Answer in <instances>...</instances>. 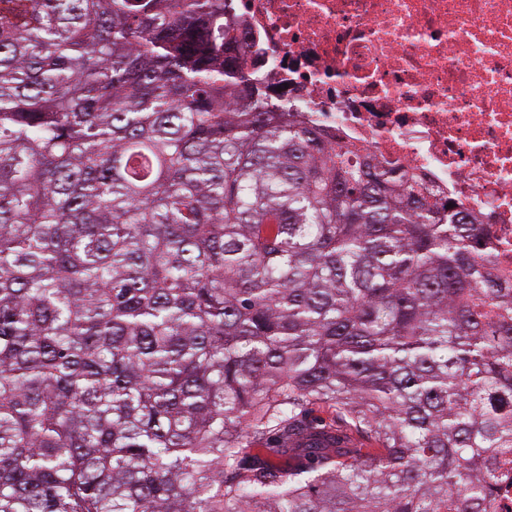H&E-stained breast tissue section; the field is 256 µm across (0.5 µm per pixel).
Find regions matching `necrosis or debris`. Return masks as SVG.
<instances>
[{"instance_id": "obj_1", "label": "necrosis or debris", "mask_w": 512, "mask_h": 512, "mask_svg": "<svg viewBox=\"0 0 512 512\" xmlns=\"http://www.w3.org/2000/svg\"><path fill=\"white\" fill-rule=\"evenodd\" d=\"M272 102L493 231L512 280V0H226Z\"/></svg>"}]
</instances>
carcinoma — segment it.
Returning a JSON list of instances; mask_svg holds the SVG:
<instances>
[{
    "label": "carcinoma",
    "mask_w": 512,
    "mask_h": 512,
    "mask_svg": "<svg viewBox=\"0 0 512 512\" xmlns=\"http://www.w3.org/2000/svg\"><path fill=\"white\" fill-rule=\"evenodd\" d=\"M26 2L0 0V512H492L490 231L264 97L224 0ZM271 433L287 471L249 457ZM302 416L305 421L313 425L335 429L343 425L331 409L319 404L308 405L303 411Z\"/></svg>",
    "instance_id": "1"
}]
</instances>
